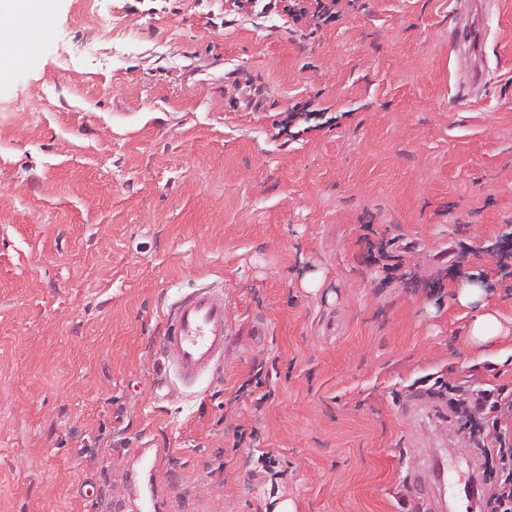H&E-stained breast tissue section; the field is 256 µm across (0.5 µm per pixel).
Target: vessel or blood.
I'll use <instances>...</instances> for the list:
<instances>
[{"mask_svg":"<svg viewBox=\"0 0 512 512\" xmlns=\"http://www.w3.org/2000/svg\"><path fill=\"white\" fill-rule=\"evenodd\" d=\"M165 333L161 341L162 373L176 375L190 385L200 377L218 375L224 368V344L231 328L227 323L224 298L215 289L203 286L170 304L165 314ZM161 449L137 451L140 495L158 496L156 472Z\"/></svg>","mask_w":512,"mask_h":512,"instance_id":"b4317fda","label":"vessel or blood"}]
</instances>
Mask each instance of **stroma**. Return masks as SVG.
<instances>
[{"instance_id": "35a3bbf8", "label": "stroma", "mask_w": 512, "mask_h": 512, "mask_svg": "<svg viewBox=\"0 0 512 512\" xmlns=\"http://www.w3.org/2000/svg\"><path fill=\"white\" fill-rule=\"evenodd\" d=\"M49 0L0 69V512H420L448 388L512 389V0L470 94L454 0ZM389 245L403 278L368 257ZM447 261L435 262L440 250ZM475 280L508 335L467 336ZM224 285L221 378L161 397L163 314ZM335 319V332L325 323ZM313 3L304 4L302 0H289L291 4L284 6V9L288 11V15H291L294 21H301L307 19L313 21L314 26H323L329 23L336 22L339 14L336 10L338 0H311ZM314 7L313 11L309 10V7ZM163 451L159 448H137L139 467L140 499L158 496L160 488L156 481V472Z\"/></svg>"}]
</instances>
